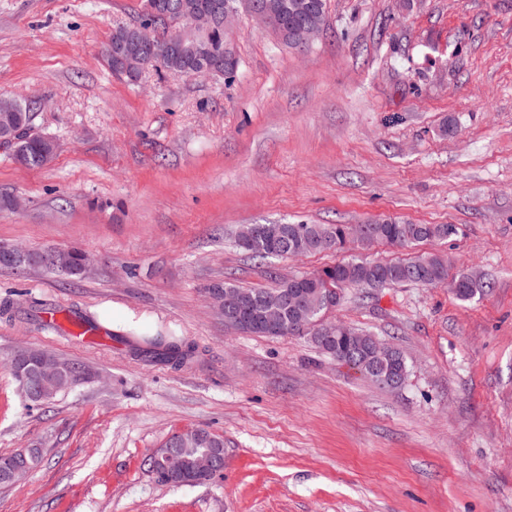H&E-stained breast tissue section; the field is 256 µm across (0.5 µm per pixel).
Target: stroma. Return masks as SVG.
<instances>
[{
    "label": "stroma",
    "mask_w": 512,
    "mask_h": 512,
    "mask_svg": "<svg viewBox=\"0 0 512 512\" xmlns=\"http://www.w3.org/2000/svg\"><path fill=\"white\" fill-rule=\"evenodd\" d=\"M141 0H0V98L37 104L54 160L28 169L0 148V244L76 246L80 277L0 267V455L41 463L0 485V512H512V0H326L308 47L246 14L226 34L232 74L157 66L114 75L103 51ZM451 224L423 243L488 286L398 285L329 313L400 348L391 391L303 336L227 330L205 290L267 288L237 249L244 224ZM379 243L276 258L284 274ZM97 321L75 345L23 320L31 302ZM132 330L197 346L190 368L112 341ZM41 348L93 378L45 406L10 360ZM224 438V471L157 483L145 457L174 432ZM21 452H25V455H22ZM41 458L42 454L40 449L24 448L17 450L14 453L0 456V470L9 468L10 466H14L16 464H21L9 470L8 476L11 483L13 484L27 476L31 472L32 467L34 468L36 465H38V463H40ZM25 460L31 463L32 467L27 463L22 464ZM11 483L0 477V485H9Z\"/></svg>",
    "instance_id": "35a3bbf8"
}]
</instances>
